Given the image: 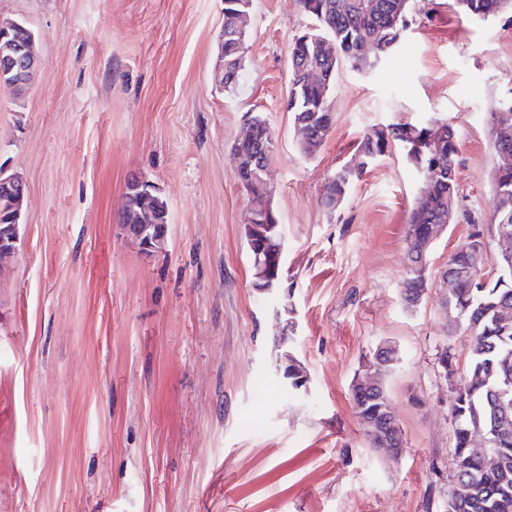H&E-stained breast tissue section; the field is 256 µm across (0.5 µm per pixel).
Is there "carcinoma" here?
<instances>
[{
    "instance_id": "cac0c4a2",
    "label": "carcinoma",
    "mask_w": 512,
    "mask_h": 512,
    "mask_svg": "<svg viewBox=\"0 0 512 512\" xmlns=\"http://www.w3.org/2000/svg\"><path fill=\"white\" fill-rule=\"evenodd\" d=\"M304 11L314 20L315 28L300 36L304 43L294 42L289 50L290 88L287 108L294 120L304 123L313 141L304 153L310 155L326 139L330 126V104L321 99V91L306 84L303 68H320L328 84L343 63L362 71L373 66L359 53V46L371 42L377 46L375 60L386 57L398 44L406 27L410 0H300ZM449 7L464 17L490 19L501 13H512V0H450ZM325 39L336 42V56L321 53ZM248 34L224 33V90L235 92L245 74L237 71L238 58L246 55ZM252 118L257 123V137L246 149L255 163L268 160L264 141L266 119L260 113ZM412 127L419 135L432 131V124L409 125L394 123L374 140L366 134L358 142V163L343 166L330 177L323 189L322 203L333 211L346 198L353 177L360 175L388 147L399 142L396 132ZM446 138L441 147V164L432 167V180L423 183L431 188V204L414 208L408 217L405 235L426 224L448 223V209L461 211L467 233L459 244L465 249L472 244L478 226L485 225L478 210L460 209L457 167L459 139L453 127L443 124ZM495 209L492 224L512 225V171L494 174ZM408 278L402 289L406 307L416 306L422 273L427 267L428 254L406 248ZM448 304L454 312V322L448 325V335H466L464 347H448V356L464 355L463 382L448 397L449 416L453 429V446L448 449L447 487L443 492V512H512V324L497 320L499 307L512 308V277L489 285L476 284L448 291ZM307 375L300 362L289 358L288 391L305 387ZM482 431L488 439L486 455L497 459L494 466L482 457L474 456L467 447V435Z\"/></svg>"
}]
</instances>
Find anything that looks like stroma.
I'll return each instance as SVG.
<instances>
[{
	"label": "stroma",
	"instance_id": "1",
	"mask_svg": "<svg viewBox=\"0 0 512 512\" xmlns=\"http://www.w3.org/2000/svg\"><path fill=\"white\" fill-rule=\"evenodd\" d=\"M42 65L0 88V166L27 187L14 257L0 268V512H425L452 443L440 272L466 234L448 225L415 308L405 225L422 179L400 145L330 212L327 178L366 133L431 117L459 134L466 205L492 213L491 113L512 106V16L466 19L415 0L376 66L342 65L316 154L286 108L299 0H253L247 79L214 81L222 0H0ZM275 142L269 167L290 297L254 300L248 197L230 146L248 113ZM166 201L165 250L119 233L125 185ZM292 305L294 325L276 317ZM405 450L369 446L351 385L383 342ZM305 390L284 387L285 356Z\"/></svg>",
	"mask_w": 512,
	"mask_h": 512
}]
</instances>
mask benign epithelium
<instances>
[{
  "label": "benign epithelium",
  "instance_id": "obj_1",
  "mask_svg": "<svg viewBox=\"0 0 512 512\" xmlns=\"http://www.w3.org/2000/svg\"><path fill=\"white\" fill-rule=\"evenodd\" d=\"M25 29L20 23H0V79L9 80L21 91L30 83L39 64V56L32 32L22 39H11V34ZM269 165L248 166V181L251 182L261 202L250 204L247 223L255 235V260L257 274L253 283L264 276V270L272 261L280 259L281 252L267 249L265 229L268 218L272 216L267 200L272 197L268 182ZM27 188L23 179L0 169V216L7 222L0 224V264L11 258L17 251L21 212ZM125 204L138 208L137 220L133 224H119L124 238L136 245L143 254L153 255L165 249L169 232L168 211L162 203L158 189L149 181L133 177L126 183ZM447 228L445 224H427L420 235L413 237L422 248H427ZM496 242L494 251L491 242ZM512 267V229L506 224L498 225V234L475 242L468 248V261L458 269L457 280H473L477 272L482 279L490 283L499 278L505 267ZM397 361V350L389 342L378 346V353L368 360L364 372L359 374L352 386L353 396L359 408H364L363 400L373 397L377 388L382 386V376L390 365ZM376 405L364 413L358 414L359 424L374 444L386 448L389 439L403 437V432L394 415L389 400L375 399Z\"/></svg>",
  "mask_w": 512,
  "mask_h": 512
}]
</instances>
